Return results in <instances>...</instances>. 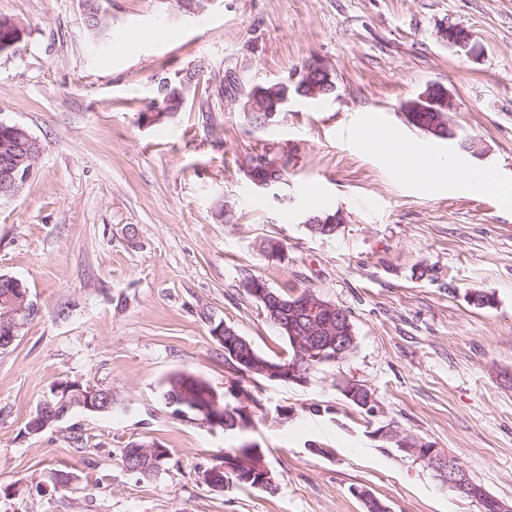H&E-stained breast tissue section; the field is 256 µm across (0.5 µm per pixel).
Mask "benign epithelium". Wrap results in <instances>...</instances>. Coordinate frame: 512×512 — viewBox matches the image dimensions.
<instances>
[{"label": "benign epithelium", "mask_w": 512, "mask_h": 512, "mask_svg": "<svg viewBox=\"0 0 512 512\" xmlns=\"http://www.w3.org/2000/svg\"><path fill=\"white\" fill-rule=\"evenodd\" d=\"M23 32L12 23L0 27V51L13 49L22 41ZM440 38L448 47L466 54L475 53L472 48L473 37L464 27L450 25L440 31ZM335 88L333 73L330 66L322 59L310 61L307 68L289 77L288 80L273 86L276 98L286 94L292 89L299 98H312L319 93ZM458 104L454 95L443 85L429 83L417 96L404 102L400 112L406 122L415 124L426 134L439 138L455 140L458 132L451 121V113L457 111ZM0 162V196L11 197L19 193L22 183L27 181L33 167L27 166L29 155H2ZM291 158L283 153L272 159L262 156H252L245 165V173L259 188L268 187L267 182L256 177L258 171L288 167ZM252 296L257 298L266 307L269 318L280 326L300 349L303 359L291 363L267 360L257 354L243 338L239 336H224V358L240 365L239 373L242 375L259 374L271 381H295L302 383L306 371L304 364H314L331 356V361L337 362L349 351L356 341L352 331L349 316L343 308L329 302L316 301L310 293L297 296L296 303L292 305L290 315L297 322H306L307 335L297 336L298 330L281 320L280 305L271 298L270 292L265 288H249ZM28 293L21 292V297L11 300L0 311V328L13 332L20 328L22 322L33 312L34 307L27 304ZM343 394L355 402L365 413L374 417L379 415L381 407L374 393L357 380H348L341 386ZM237 405L235 408H224L218 403L217 396L203 400L188 388L179 390V406L176 413L184 418L194 414L202 417V421L212 428H226L224 420L241 430H248L254 424V407L256 403L252 395L246 390L236 393ZM73 409H81L91 413H106L112 410V389L101 385L80 382L58 383L38 405L33 420L38 425H27L28 431L40 433L48 426L62 420ZM379 437L395 442L400 449L418 459L426 460L436 473L437 478L446 487H451L468 495L480 505L493 510V512H512V506L490 495L486 490L474 485L468 473L457 463L450 462V458L438 448H430L411 438H402L391 426L382 428ZM236 460L228 456L224 460V468H215L206 473L204 482L214 490H222L227 480L221 473L230 472L235 468ZM355 497L367 504L376 507L380 512H389L388 507L377 499L370 491L355 487L352 489Z\"/></svg>", "instance_id": "benign-epithelium-1"}]
</instances>
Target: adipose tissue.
I'll use <instances>...</instances> for the list:
<instances>
[{
	"label": "adipose tissue",
	"instance_id": "adipose-tissue-1",
	"mask_svg": "<svg viewBox=\"0 0 512 512\" xmlns=\"http://www.w3.org/2000/svg\"><path fill=\"white\" fill-rule=\"evenodd\" d=\"M384 156L393 168L415 177L421 186L433 191L445 186L476 189L496 197L502 204L512 208V181L499 178L489 168H475L458 160H439L421 155L419 161H410L405 149L396 144H387Z\"/></svg>",
	"mask_w": 512,
	"mask_h": 512
}]
</instances>
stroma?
<instances>
[{"label": "stroma", "mask_w": 512, "mask_h": 512, "mask_svg": "<svg viewBox=\"0 0 512 512\" xmlns=\"http://www.w3.org/2000/svg\"><path fill=\"white\" fill-rule=\"evenodd\" d=\"M108 25L87 30L82 0H0L24 30L0 54V122L43 146L21 191L0 199V276L28 290L34 313L0 350V512H363L368 489L390 512H482L425 462L376 431L438 448L512 504V210L478 191L429 192L360 144L365 117L427 155L488 166L512 181V0H101ZM470 30L474 55L442 43ZM336 90L296 101L286 119H244L250 89L312 59ZM194 80L162 124L141 115L156 78ZM436 82L452 119L481 143L474 157L408 125L400 105ZM291 152L288 180L262 192L251 155ZM345 226L314 237L315 205ZM286 245L278 260L261 243ZM263 277L346 309L356 353L308 383L235 374L217 324L262 354L290 345L244 287ZM488 293L492 304L474 303ZM190 375L234 403L264 407L247 435L278 490H211L239 435L178 417L163 393ZM366 384L369 417L341 385ZM62 381L112 390L105 414L72 411L32 434L40 401ZM132 441L170 452L138 478L121 463ZM72 477L67 486L57 473ZM337 211H328V210H316L313 212H309V216L305 215L303 217V220L301 221V224H304L305 228L309 231H313V228L315 225L313 224H325L322 225V231L319 234H316L319 237H330L332 235H335V231L337 232L342 225L336 226V229H334V225H327V224H346L347 220L342 212H339L336 216H330L327 218H314V217H326L327 215H335ZM326 226H330V228L326 231ZM333 231V232H332ZM330 232L334 234H330Z\"/></svg>", "instance_id": "obj_1"}]
</instances>
